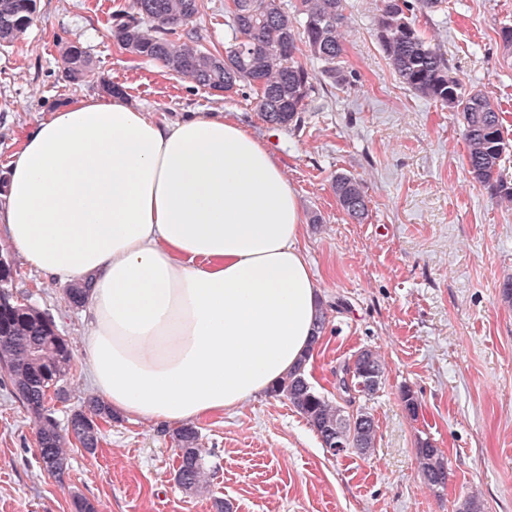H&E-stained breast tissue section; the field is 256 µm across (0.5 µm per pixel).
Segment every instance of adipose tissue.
<instances>
[{"mask_svg":"<svg viewBox=\"0 0 512 512\" xmlns=\"http://www.w3.org/2000/svg\"><path fill=\"white\" fill-rule=\"evenodd\" d=\"M0 223L29 268L89 282L87 368L113 415L233 411L314 352L297 194L223 113L167 123L119 96L67 103L12 156Z\"/></svg>","mask_w":512,"mask_h":512,"instance_id":"1","label":"adipose tissue"}]
</instances>
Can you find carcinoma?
Masks as SVG:
<instances>
[{"label":"carcinoma","mask_w":512,"mask_h":512,"mask_svg":"<svg viewBox=\"0 0 512 512\" xmlns=\"http://www.w3.org/2000/svg\"><path fill=\"white\" fill-rule=\"evenodd\" d=\"M37 0H0V46L16 42L33 21ZM445 0H377L373 19L376 39L399 80L414 94L455 109L462 118L466 164L472 179L492 198L512 206V187L499 179L498 169L507 146L500 113L479 90L467 91L449 74L448 59L439 44L415 25V12L435 13ZM200 0H132L131 10L112 14V39L135 59L159 61L175 77L187 78L213 93L247 89L263 120L284 128L298 127L309 111L314 92L307 60L321 64V76L332 84L350 83L342 28L347 23L344 0H296L293 11L281 0H228L225 24L232 39L224 49L208 50L194 23ZM93 61L80 45L63 52L62 74L79 85L92 73ZM332 188L343 211L362 222L367 216L364 186L355 177L338 173ZM14 265L0 269V378L10 383L16 398L34 416L37 452L42 467L62 475L67 469V444L74 440L88 451L98 447L99 422L113 415L92 397L73 411L67 427L49 408V401L67 399L64 382L72 370L73 354L66 338L45 313L18 300L12 292ZM383 366L372 350L361 351L344 368L337 389L371 396L382 380ZM271 393L285 397L319 436L332 455L349 448L367 454L375 446L374 418L364 408L321 395L299 367L288 373ZM179 449L176 481L190 493L208 489L198 431L184 425L174 433ZM422 476L435 489L445 487L448 465L440 450L424 442L417 449Z\"/></svg>","instance_id":"cac0c4a2"}]
</instances>
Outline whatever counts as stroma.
<instances>
[{"instance_id": "35a3bbf8", "label": "stroma", "mask_w": 512, "mask_h": 512, "mask_svg": "<svg viewBox=\"0 0 512 512\" xmlns=\"http://www.w3.org/2000/svg\"><path fill=\"white\" fill-rule=\"evenodd\" d=\"M129 0H37L31 26L0 46V195L8 163L24 137L60 106L121 85L133 106L157 120L224 110L261 139L297 193L307 221L302 246L321 288L326 316L307 369L310 384L338 400L337 380L364 349L385 374L355 406L377 425L373 450L332 455L286 398L263 394L234 412L196 422L211 474L207 494L174 479L173 428L144 417L102 424L95 452L70 445L63 476L47 473L30 414L0 381V512H72L74 494L99 512H456L476 496L484 512H512V210L475 183L465 163L461 117L403 85L372 34L374 0H347L345 86L319 85L318 112L298 129L267 124L251 97H222L170 75L159 63L132 61L114 44V11ZM512 25V0H446L418 14L436 37L450 73L484 93L504 114L512 143V51L497 32ZM207 48L231 38L224 0H203L195 23ZM77 43L94 60L81 85L62 79L61 54ZM339 173L360 179L363 222L351 220L332 190ZM13 261L18 297L48 313L73 352L68 399L59 422L95 396L86 376L90 327L65 295L66 283L31 270L0 227V254ZM411 390L419 410L402 399ZM428 440L448 461V482L424 481L417 448Z\"/></svg>"}]
</instances>
